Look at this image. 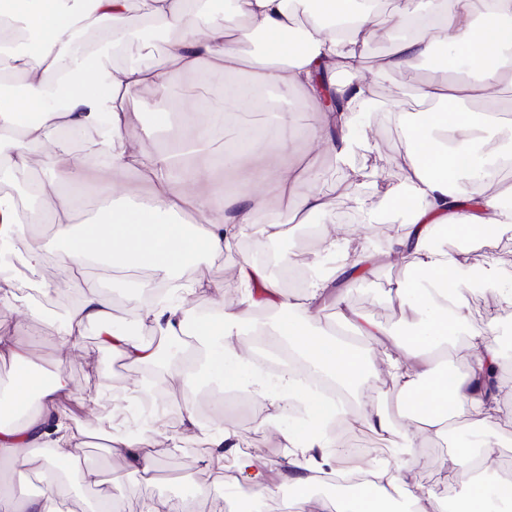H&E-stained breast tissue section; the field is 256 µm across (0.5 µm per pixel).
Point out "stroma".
I'll use <instances>...</instances> for the list:
<instances>
[{
	"label": "stroma",
	"mask_w": 512,
	"mask_h": 512,
	"mask_svg": "<svg viewBox=\"0 0 512 512\" xmlns=\"http://www.w3.org/2000/svg\"><path fill=\"white\" fill-rule=\"evenodd\" d=\"M374 128L379 131V152L359 150L354 158L357 165L374 170L386 167L382 182L366 179L355 193L338 191L337 185L344 172L336 164L326 163L323 173L328 184L333 185L327 201V212L320 224H292L288 227L285 250L297 269L309 268L316 259L317 234L320 225L349 226L365 238L373 248H386L401 224L406 223L405 213L393 209L386 194L387 187L398 185L401 171L398 166H386V158L396 156L401 148L402 133L383 107L374 115ZM263 244L250 239L242 240L236 252L216 259L204 258L186 267V274L204 273L224 288L225 299H234L237 284L233 276L234 262L243 256L258 257L265 252ZM408 271L403 264L389 261L371 273H355L342 280L336 292L348 305L367 316L377 325L400 334L407 324L398 305L389 303L385 292L391 283L406 279ZM20 299L15 309L0 308V326H20L24 338L35 343L32 367L43 375L54 374L59 356V337L53 336L52 327L60 323L75 296L59 292L42 298L33 288L19 289ZM469 307V328L483 327L488 311H495L499 327H512V303L502 302L491 291H471L466 295ZM36 309L37 317H28L29 309ZM71 379L73 395L69 402L73 417L80 423L103 426L120 436L141 428L138 415L129 411L125 402L128 389L141 379L139 369L118 362L116 354L102 348L95 327H87L74 357L66 366ZM224 423L236 429L248 441L249 450L259 451L271 478H278L288 466L279 434L258 428L255 414H242L225 410ZM181 428L180 417L170 418L168 432L156 437L146 453L155 467V499L174 505L176 512H280L282 497L291 496V489H283L281 498L255 504L240 497L239 487L245 480L237 471L233 455H225L222 471L206 467L200 456L201 441L182 440L180 447H173L170 435ZM476 434L466 427L458 428L445 440H425L411 449L408 457L413 467L412 475L421 485L433 488L442 498L452 499L462 491L461 484L449 483L448 476L456 471L458 463L452 450L462 442L475 439ZM86 462L98 474L99 480H113L123 493L127 512H141L143 491L134 467L120 457H108L102 449L86 453ZM97 479V480H98Z\"/></svg>",
	"instance_id": "35a3bbf8"
}]
</instances>
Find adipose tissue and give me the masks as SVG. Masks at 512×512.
<instances>
[{
  "mask_svg": "<svg viewBox=\"0 0 512 512\" xmlns=\"http://www.w3.org/2000/svg\"><path fill=\"white\" fill-rule=\"evenodd\" d=\"M211 0H0V72L21 76L23 93L0 94V183L30 167L31 152L46 146L36 203L19 215L14 200L0 195V258L13 252L17 230L30 224L37 235L18 262L41 268L48 259L59 267L44 292L64 289L76 298L60 334L62 362H69L87 326H96L99 343L133 367L144 369L140 384L127 397L150 399L154 408L147 428L123 438H108L109 455L137 463L144 493H151L154 467L141 454L166 427L167 399L174 383L186 377L188 364L200 375L219 373L226 388L267 403L262 426L291 423L281 434L288 470L272 481L261 456L241 451V434L219 422L202 424L194 412L182 420L183 434L201 439L214 465L236 449L235 464L247 480L246 496L255 502L294 488L284 512H306L309 489L317 475L338 470L344 459V434L335 421L388 441L392 456L402 457L422 438L447 439L458 425L490 431L512 423V386L499 375L501 353L497 316L488 312L482 329L469 335L470 357L463 371L434 366V347L456 335L468 321L462 299L473 281L500 300L512 302V279L495 263L476 268L464 250L441 248V237L493 238L512 230V188L500 179L502 161L479 153L482 134L498 129L496 113L475 114L465 100H498L512 81V0H391L381 17L377 0H310L308 25H300L294 0H234L225 17L213 14ZM159 25L168 35L165 56L157 62L132 60L105 69L88 43L99 28L106 46L129 37L130 15ZM416 28L415 36L395 44L380 75L410 77L426 112L397 108L391 117L403 132L395 162L402 170L391 201L408 212L403 225L379 259L399 257L410 279L386 291L388 301L407 308L410 334L396 336L344 302L336 304V322H322V310L337 278L350 274L355 261L370 257L369 247L350 229H323L318 251L330 266L306 274L299 293L286 291L263 264L243 260L233 270L241 292L225 301L224 289L205 276L183 279L184 268L199 256L219 258L237 249L241 239L269 244L283 238L285 222L313 223L327 209V187L314 172L316 163L343 166L339 188L348 192L367 177L351 157L357 147L374 152L368 128L380 103L368 80L340 83L337 71L358 70L361 50L387 24ZM257 39L260 48L243 56L239 38ZM465 53L480 76L464 82L448 79L455 53ZM431 60V75H417L420 60ZM204 81L224 77V107L182 106L180 115L157 109L150 125L129 104L131 94L148 91L167 97L173 73ZM324 73L341 112L322 107L314 81ZM283 95H301L316 116L311 127L282 122L267 134L248 130L249 113L258 108L257 86ZM164 132L167 143L147 153L140 134ZM83 143L82 155L70 149ZM129 175L132 188L115 190V178ZM279 217L265 223L254 215L269 203ZM135 277L150 290L156 281H177L173 298L136 304L140 321L155 340L137 342L112 323V299L88 274ZM207 297L212 309L196 314V301ZM260 303L276 306L278 332L302 366L283 362L261 367L250 345L237 340V327ZM200 340L191 352L179 342L189 330ZM27 345L0 329V361L14 369L9 393L0 396V460L14 466L8 492L0 494V512H59L61 479L85 477L79 450L87 429L73 425L66 401L70 380L61 369L48 383L29 372ZM395 385V402L367 389L377 367ZM335 385L355 394L360 413L338 406L325 390ZM406 427L396 432L394 416ZM40 462L47 476L39 495H30L29 466ZM359 482L343 503V512H385L388 491L399 496L398 512H496L512 500V483H488L455 473L466 490L445 503L432 490L417 486L410 467L393 470L373 458L359 467Z\"/></svg>",
  "mask_w": 512,
  "mask_h": 512,
  "instance_id": "1",
  "label": "adipose tissue"
}]
</instances>
